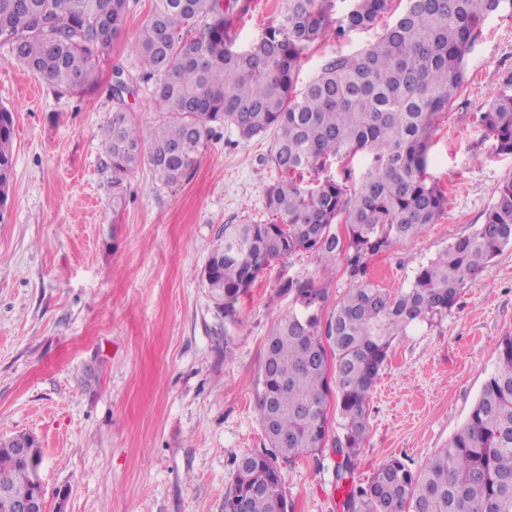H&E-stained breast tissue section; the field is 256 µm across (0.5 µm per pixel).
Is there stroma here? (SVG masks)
<instances>
[{"instance_id": "obj_1", "label": "stroma", "mask_w": 512, "mask_h": 512, "mask_svg": "<svg viewBox=\"0 0 512 512\" xmlns=\"http://www.w3.org/2000/svg\"><path fill=\"white\" fill-rule=\"evenodd\" d=\"M234 21L244 48L277 24L288 0H243ZM152 0H130L121 37L80 95L59 94L0 47V104L14 114L15 167L0 216V439L36 436L48 512H224L236 458L268 443L257 384L271 326L292 307L281 286L314 280L333 311L351 285L344 268L323 274L300 253L273 262L225 316L202 281L224 227L265 223V191L281 174L267 160L271 138L240 140L225 128L196 170L166 187L141 167L112 212V172L100 126L112 114V67L137 72L130 45ZM382 25L318 42L299 83L374 42ZM512 78V8L490 15L467 57L464 88L435 123L427 182L448 205L418 237L375 256L369 275L389 292L485 219L512 154L485 138L480 114ZM366 152L306 171L356 189ZM512 335V248L462 290L447 316L397 337L372 391L368 430L349 480L336 451L284 460L291 512H345L349 485L367 482L390 457L415 468L466 423Z\"/></svg>"}]
</instances>
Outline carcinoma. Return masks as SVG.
Wrapping results in <instances>:
<instances>
[{
    "instance_id": "carcinoma-1",
    "label": "carcinoma",
    "mask_w": 512,
    "mask_h": 512,
    "mask_svg": "<svg viewBox=\"0 0 512 512\" xmlns=\"http://www.w3.org/2000/svg\"><path fill=\"white\" fill-rule=\"evenodd\" d=\"M347 3L333 16L336 2ZM393 0H288L276 26L236 47L229 0H154L131 46L139 78L114 66L112 117L102 128L112 171V212L125 204L124 179L142 166L166 186L196 169L207 142L226 125L243 140L272 134L268 223L224 225V242L202 279L225 314L273 261L308 253L324 272L344 260L353 284L322 317L326 290L312 280L282 285L296 308L273 326L265 347L257 414L270 447L235 460L224 512H288L281 458L327 445V403L336 399L342 457L337 480L359 459L369 399L393 340L417 323L451 312L463 288L512 245V179L485 222L419 268L410 288L386 293L367 277L370 261L434 223L448 198L424 176L440 112L466 79V58L481 23L503 0H402V9L361 51L328 62L296 89L305 51L373 27ZM129 0H0V45L54 90L81 93L125 24ZM154 85L157 117L142 128L127 97L137 81ZM484 136L512 154V82L481 112ZM14 116L0 106V209L13 179ZM359 151L372 167L355 190L333 179L304 184L296 174ZM345 225L341 237L333 225ZM16 437L0 439V482L32 487V468L14 459ZM345 512H512V336L464 426L413 470L397 457L350 487Z\"/></svg>"
}]
</instances>
